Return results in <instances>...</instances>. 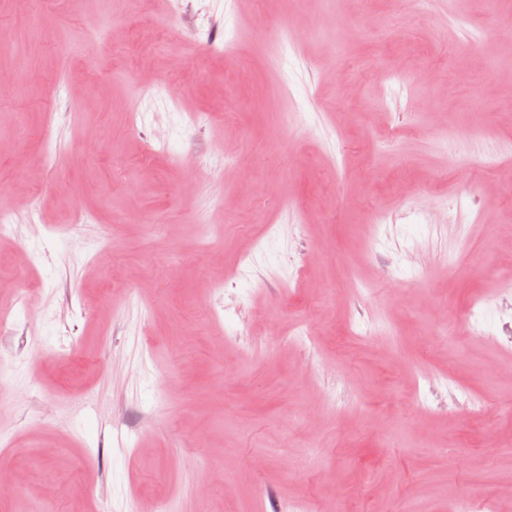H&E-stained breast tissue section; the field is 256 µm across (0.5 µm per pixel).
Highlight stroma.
<instances>
[{"label": "stroma", "instance_id": "1", "mask_svg": "<svg viewBox=\"0 0 512 512\" xmlns=\"http://www.w3.org/2000/svg\"><path fill=\"white\" fill-rule=\"evenodd\" d=\"M194 7L0 0V512L511 506L512 0Z\"/></svg>", "mask_w": 512, "mask_h": 512}]
</instances>
